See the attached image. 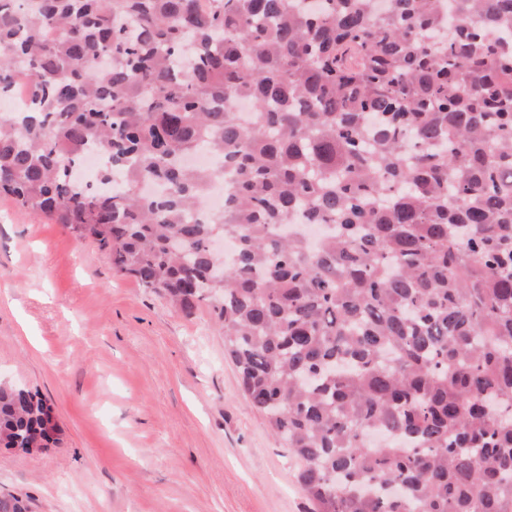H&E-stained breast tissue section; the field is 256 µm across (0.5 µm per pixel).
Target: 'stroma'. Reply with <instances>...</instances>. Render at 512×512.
<instances>
[{"label": "stroma", "instance_id": "stroma-1", "mask_svg": "<svg viewBox=\"0 0 512 512\" xmlns=\"http://www.w3.org/2000/svg\"><path fill=\"white\" fill-rule=\"evenodd\" d=\"M0 380L40 392L61 430L33 454L0 447V490L32 512L310 508L208 304L185 315L3 195Z\"/></svg>", "mask_w": 512, "mask_h": 512}]
</instances>
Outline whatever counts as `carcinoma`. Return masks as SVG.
Listing matches in <instances>:
<instances>
[{
  "instance_id": "cac0c4a2",
  "label": "carcinoma",
  "mask_w": 512,
  "mask_h": 512,
  "mask_svg": "<svg viewBox=\"0 0 512 512\" xmlns=\"http://www.w3.org/2000/svg\"><path fill=\"white\" fill-rule=\"evenodd\" d=\"M207 3L0 0V196L210 304L312 512H512V0ZM50 410L0 381V444Z\"/></svg>"
}]
</instances>
